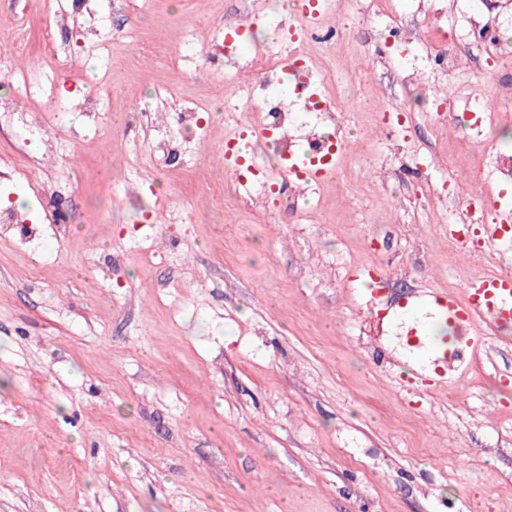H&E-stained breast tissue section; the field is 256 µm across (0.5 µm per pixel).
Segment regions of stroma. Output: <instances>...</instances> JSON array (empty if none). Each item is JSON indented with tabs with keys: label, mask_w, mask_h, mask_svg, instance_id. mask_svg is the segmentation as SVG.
Returning <instances> with one entry per match:
<instances>
[{
	"label": "stroma",
	"mask_w": 512,
	"mask_h": 512,
	"mask_svg": "<svg viewBox=\"0 0 512 512\" xmlns=\"http://www.w3.org/2000/svg\"><path fill=\"white\" fill-rule=\"evenodd\" d=\"M302 6L0 0V512H512V326L445 384L404 349L413 327L464 338L421 294L512 275L482 225L448 241L463 191L512 214V111L485 93L512 0H332V51L289 41ZM488 16L494 44L469 34ZM276 41L340 120L225 124ZM186 96L205 111L181 124ZM244 128L266 174L241 185L224 141ZM330 138L332 175H283ZM433 57L441 74L448 81H453L459 68V57L453 47L448 44V48L436 52Z\"/></svg>",
	"instance_id": "stroma-1"
}]
</instances>
